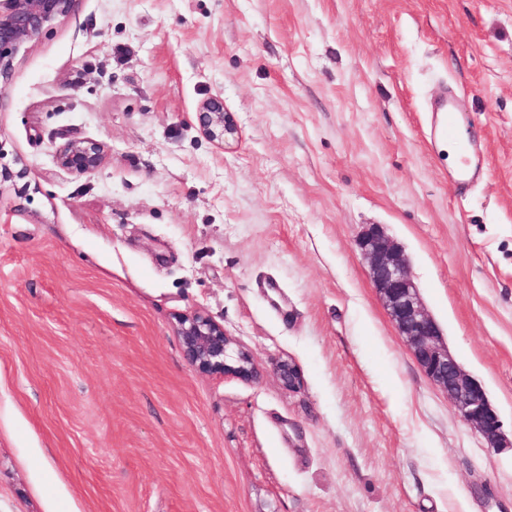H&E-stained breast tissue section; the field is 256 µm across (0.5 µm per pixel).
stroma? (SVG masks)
I'll list each match as a JSON object with an SVG mask.
<instances>
[{
    "label": "stroma",
    "instance_id": "35a3bbf8",
    "mask_svg": "<svg viewBox=\"0 0 512 512\" xmlns=\"http://www.w3.org/2000/svg\"><path fill=\"white\" fill-rule=\"evenodd\" d=\"M71 141L103 164L59 168ZM0 165V512H512V0H77L14 60ZM371 224L503 447L391 321ZM197 311L257 379L190 365ZM436 112H440V133L452 139L456 144L457 152L461 158L457 172L458 181L465 184L476 175L478 167L475 165L471 152L472 142L464 141L461 133L464 122L463 115L458 111L453 101L448 99L447 95L441 96L437 101ZM203 134L211 141L224 143L228 135L236 133V125L230 112H224V103L216 98L204 101L198 112ZM104 159L103 147L95 142H74L60 147L56 152L58 165L75 175H84L98 169ZM273 371L279 381L290 389L299 387L302 383L301 373L292 360L282 359L277 361Z\"/></svg>",
    "mask_w": 512,
    "mask_h": 512
}]
</instances>
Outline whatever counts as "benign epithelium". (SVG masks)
Segmentation results:
<instances>
[{"label":"benign epithelium","mask_w":512,"mask_h":512,"mask_svg":"<svg viewBox=\"0 0 512 512\" xmlns=\"http://www.w3.org/2000/svg\"><path fill=\"white\" fill-rule=\"evenodd\" d=\"M75 0H0V92L6 93L13 77V59L18 49L36 41L56 20L66 16ZM203 134L224 142L236 133L231 113L216 98L204 101L198 112ZM104 159L103 147L95 142H74L56 152L58 165L75 175L98 169ZM358 246L367 259L371 280L389 316L409 343L412 354L427 378L446 395L454 412L476 428L494 448L502 443L501 420L483 387L461 369L442 342V333L426 312L418 289L409 274V261L402 249L391 242L379 224L370 225ZM188 362L202 373L232 374L243 380L257 378L250 353L232 351L233 340L224 326L202 313L185 316L177 330ZM274 374L286 387L302 383L298 367L290 359L275 363Z\"/></svg>","instance_id":"7a95c632"}]
</instances>
